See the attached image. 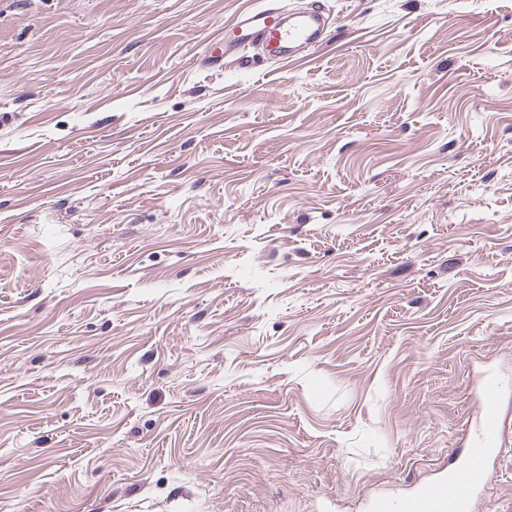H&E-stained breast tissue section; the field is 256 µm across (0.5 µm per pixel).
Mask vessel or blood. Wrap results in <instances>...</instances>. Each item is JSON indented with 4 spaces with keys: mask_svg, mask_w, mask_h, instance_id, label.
<instances>
[{
    "mask_svg": "<svg viewBox=\"0 0 512 512\" xmlns=\"http://www.w3.org/2000/svg\"><path fill=\"white\" fill-rule=\"evenodd\" d=\"M324 33L321 10L311 9L288 18L265 0L238 14L225 27L223 42H209L199 62L208 68H222L226 60L240 58L249 45L258 46L265 55L288 58L295 49L318 44ZM475 394L479 423L447 476L397 499H377L372 512H472L475 499L487 484L488 463L496 455L506 429L497 377L483 376Z\"/></svg>",
    "mask_w": 512,
    "mask_h": 512,
    "instance_id": "vessel-or-blood-1",
    "label": "vessel or blood"
}]
</instances>
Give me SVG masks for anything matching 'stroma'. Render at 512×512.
<instances>
[{
  "label": "stroma",
  "instance_id": "35a3bbf8",
  "mask_svg": "<svg viewBox=\"0 0 512 512\" xmlns=\"http://www.w3.org/2000/svg\"><path fill=\"white\" fill-rule=\"evenodd\" d=\"M254 2L0 0V512H370L512 402V0L199 66Z\"/></svg>",
  "mask_w": 512,
  "mask_h": 512
}]
</instances>
